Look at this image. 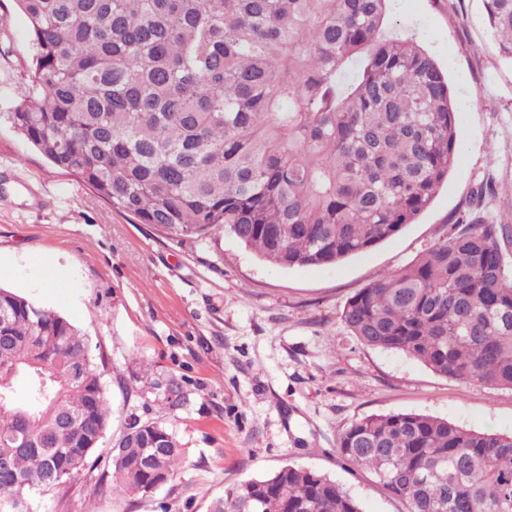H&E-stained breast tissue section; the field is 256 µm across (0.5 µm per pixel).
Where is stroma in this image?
I'll list each match as a JSON object with an SVG mask.
<instances>
[{"label": "stroma", "instance_id": "obj_1", "mask_svg": "<svg viewBox=\"0 0 512 512\" xmlns=\"http://www.w3.org/2000/svg\"><path fill=\"white\" fill-rule=\"evenodd\" d=\"M389 28L448 74L459 156L416 223L328 267L277 268L218 229L189 239L140 224L52 165L8 118L30 62L29 22L0 0V286L87 335L111 425L80 475L41 495L39 512H208L241 481L296 463L336 481L361 512H407L337 451L372 414L421 413L512 434V388L433 372L360 343L348 300L407 266L459 216L512 212V62L498 54L481 0H391ZM65 276L47 290L40 262ZM182 394L172 405L171 387ZM160 422L183 450L153 496L110 490L111 447L131 421Z\"/></svg>", "mask_w": 512, "mask_h": 512}]
</instances>
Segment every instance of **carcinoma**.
I'll list each match as a JSON object with an SVG mask.
<instances>
[{
	"label": "carcinoma",
	"mask_w": 512,
	"mask_h": 512,
	"mask_svg": "<svg viewBox=\"0 0 512 512\" xmlns=\"http://www.w3.org/2000/svg\"><path fill=\"white\" fill-rule=\"evenodd\" d=\"M17 2L33 68L14 128L141 224L195 239L222 227L271 266H330L415 223L457 161L448 79L386 33L389 0ZM482 5L512 61V0ZM510 244L512 213L453 224L351 297L343 321L369 347L512 388ZM109 421L85 334L0 288V501L16 483L59 486L64 463L63 481L76 477ZM337 451L407 512H512V435L373 414L342 430ZM109 453L112 479L143 497L183 461L157 423L129 424ZM210 512L361 510L330 477L288 464L227 489Z\"/></svg>",
	"instance_id": "obj_1"
}]
</instances>
